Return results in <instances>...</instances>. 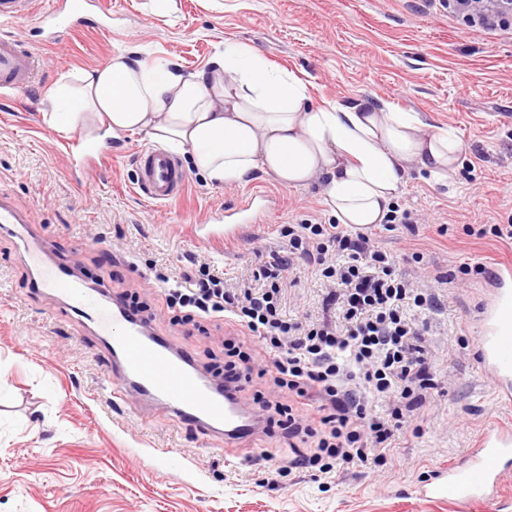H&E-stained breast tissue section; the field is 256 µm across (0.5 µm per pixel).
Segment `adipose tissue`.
Masks as SVG:
<instances>
[{
  "instance_id": "1",
  "label": "adipose tissue",
  "mask_w": 512,
  "mask_h": 512,
  "mask_svg": "<svg viewBox=\"0 0 512 512\" xmlns=\"http://www.w3.org/2000/svg\"><path fill=\"white\" fill-rule=\"evenodd\" d=\"M49 101L43 120L56 132H138L188 155L215 185L259 173L284 188L319 185L325 207L355 230L385 220L410 167L446 185L464 152L448 129L383 101L313 104L303 81L233 44L188 75L121 50L62 75Z\"/></svg>"
}]
</instances>
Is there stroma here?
Listing matches in <instances>:
<instances>
[{"instance_id":"35a3bbf8","label":"stroma","mask_w":512,"mask_h":512,"mask_svg":"<svg viewBox=\"0 0 512 512\" xmlns=\"http://www.w3.org/2000/svg\"><path fill=\"white\" fill-rule=\"evenodd\" d=\"M112 28L75 31L64 48L37 45L39 84L0 98V197L42 238L49 257L77 267L89 284L128 295L155 313L154 330L203 358L220 351L231 325L186 335L164 313L153 271L177 272L198 255L227 283L249 278L283 250L284 224H331L317 186L287 189L259 174L242 186H216L188 171L184 197L157 205L136 192L140 133L107 135L112 159L84 182L69 174L65 135L42 119L62 74L105 65L139 49L190 73L224 43H237L294 73L313 103L384 101L452 129L464 146L451 185L410 170L394 205L427 216L416 231L376 226V246L398 269L452 273L485 264L467 285L438 286L424 338L436 389L420 434L402 433L384 465L344 466L325 481L292 470L272 482L275 460L295 457L287 437L203 438L192 426L102 389L110 361L98 336L68 317L60 302L31 286L13 239L0 234V512H512V473L493 500L460 504L417 489L458 460L496 424L512 426L477 363L479 310L492 273L512 264V240L471 235L482 224H512V32L464 28L444 0H176L175 22L150 13L147 0H105ZM262 194L264 223L238 224V242L216 249L189 237L212 211L245 208Z\"/></svg>"}]
</instances>
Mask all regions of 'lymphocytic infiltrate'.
<instances>
[{"label": "lymphocytic infiltrate", "mask_w": 512, "mask_h": 512, "mask_svg": "<svg viewBox=\"0 0 512 512\" xmlns=\"http://www.w3.org/2000/svg\"><path fill=\"white\" fill-rule=\"evenodd\" d=\"M456 6L468 26L512 29V0ZM281 232L286 254L271 255L241 283L228 284L206 263L156 279L172 321L222 320L239 328V336L224 341L225 389L241 392L254 377L268 378L274 399L253 398L267 430L313 440L315 452L293 465L326 475L338 465L367 462L369 449L390 447L404 423L421 427L433 373L424 331L410 311L434 308L436 299L399 275L371 235L308 223L286 224ZM298 260L328 284L323 318L286 313L284 274ZM371 396L384 401V412L368 414Z\"/></svg>", "instance_id": "obj_1"}]
</instances>
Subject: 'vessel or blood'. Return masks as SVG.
<instances>
[{
	"mask_svg": "<svg viewBox=\"0 0 512 512\" xmlns=\"http://www.w3.org/2000/svg\"><path fill=\"white\" fill-rule=\"evenodd\" d=\"M93 25L112 26V10L104 0H53L38 15H30L27 0H0V95L22 92L33 83L35 58L25 44L31 33L57 45L74 31ZM109 161L106 147L84 142L70 150V174L81 179L92 160ZM136 186L148 199L163 205L180 197L188 180L176 158L161 149L137 154ZM195 240L221 244L231 240L223 212L209 224L192 225ZM0 231L17 241L18 252L35 271V284L58 296L68 315L86 323L112 353L113 366L105 380L113 393L135 392L145 402L161 406L175 421L194 426L205 437L240 440L258 431V416L247 411L239 393L217 390L194 371L186 355L172 351L168 340L151 325L112 301L105 289L72 278L61 263L48 260L36 233L11 204L0 199ZM477 339L479 364L491 380L497 403L512 404V289H497L480 315ZM512 469V428L484 432L475 448L423 485L422 497L459 501L492 500L501 479Z\"/></svg>",
	"mask_w": 512,
	"mask_h": 512,
	"instance_id": "obj_1",
	"label": "vessel or blood"
}]
</instances>
